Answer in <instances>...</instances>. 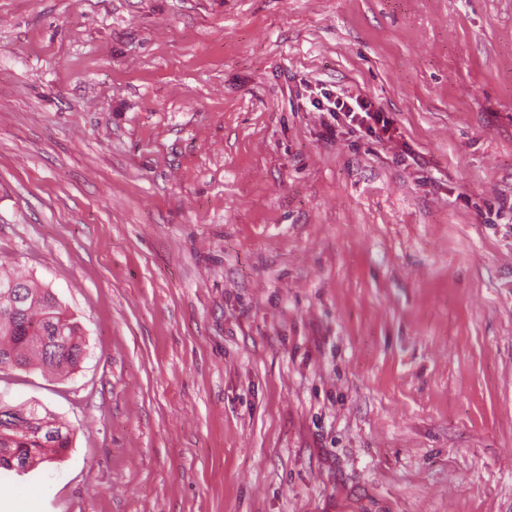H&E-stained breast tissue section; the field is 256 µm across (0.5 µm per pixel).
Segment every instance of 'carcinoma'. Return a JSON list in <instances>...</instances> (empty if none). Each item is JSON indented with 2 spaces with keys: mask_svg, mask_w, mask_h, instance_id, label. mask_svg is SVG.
<instances>
[{
  "mask_svg": "<svg viewBox=\"0 0 512 512\" xmlns=\"http://www.w3.org/2000/svg\"><path fill=\"white\" fill-rule=\"evenodd\" d=\"M23 293L19 310L0 315V369H33L55 376L72 372L84 356L80 326L45 286L22 274H0V312L9 308L4 293ZM71 429L38 407L18 408L0 402V458L9 455L20 468L52 460L70 447Z\"/></svg>",
  "mask_w": 512,
  "mask_h": 512,
  "instance_id": "cac0c4a2",
  "label": "carcinoma"
}]
</instances>
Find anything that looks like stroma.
I'll return each instance as SVG.
<instances>
[{"label":"stroma","instance_id":"35a3bbf8","mask_svg":"<svg viewBox=\"0 0 512 512\" xmlns=\"http://www.w3.org/2000/svg\"><path fill=\"white\" fill-rule=\"evenodd\" d=\"M0 266L86 343L0 512H512V0H0ZM305 99L317 112H327L332 122L326 123V129L330 135L335 134L336 124H340V119L354 130L361 131L365 128L366 132L376 134V129L380 133L387 135L391 131L392 122L383 112L373 109L372 103L361 93L353 94L333 90L325 86H307L305 88Z\"/></svg>","mask_w":512,"mask_h":512}]
</instances>
